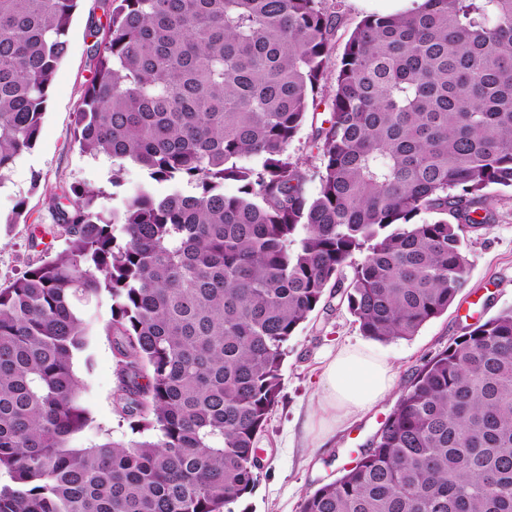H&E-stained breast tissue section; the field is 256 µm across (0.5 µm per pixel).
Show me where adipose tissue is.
I'll use <instances>...</instances> for the list:
<instances>
[{"label":"adipose tissue","mask_w":512,"mask_h":512,"mask_svg":"<svg viewBox=\"0 0 512 512\" xmlns=\"http://www.w3.org/2000/svg\"><path fill=\"white\" fill-rule=\"evenodd\" d=\"M396 385L389 360L357 346H339L324 357L322 390L315 416L307 420L305 429L317 439L329 438L333 424L367 413Z\"/></svg>","instance_id":"adipose-tissue-1"}]
</instances>
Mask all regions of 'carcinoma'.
Instances as JSON below:
<instances>
[{"instance_id":"carcinoma-1","label":"carcinoma","mask_w":512,"mask_h":512,"mask_svg":"<svg viewBox=\"0 0 512 512\" xmlns=\"http://www.w3.org/2000/svg\"><path fill=\"white\" fill-rule=\"evenodd\" d=\"M77 2L0 0V188L39 138ZM105 10L76 141L112 162L113 187L129 162L147 181L54 198L64 248L0 287V512H234L258 480L288 341L327 289L390 341L465 287L464 233L494 222L487 189H512V0L363 17L313 174L289 147L335 49L322 0ZM104 295L112 402L139 441H83L73 360L93 327L79 305ZM301 512H512V308L427 360Z\"/></svg>"}]
</instances>
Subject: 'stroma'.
<instances>
[{"label":"stroma","mask_w":512,"mask_h":512,"mask_svg":"<svg viewBox=\"0 0 512 512\" xmlns=\"http://www.w3.org/2000/svg\"><path fill=\"white\" fill-rule=\"evenodd\" d=\"M326 10L339 12L338 48L365 15L391 14L417 7L418 0H323ZM103 0H79L68 30V51L59 63L49 94L41 134L34 148L14 165L0 188V286L19 277L44 253L64 246L48 229L53 222L52 197L75 184L110 190L112 165L81 153L75 141V116L91 78L88 52L93 43L91 21H103ZM333 78L321 90L308 118L294 138L290 151L309 171L320 165L312 141L313 130L329 115ZM25 201L21 217H14L17 201ZM495 221L465 235V288L447 312L421 327L409 339L380 342L364 336L346 308L328 307L313 312L288 342L282 367L279 402L261 437L258 483L249 499L253 512H300L306 494L339 477L365 448L399 399L415 372L437 352L462 336L469 325L512 307V190L492 192L489 198ZM42 239L30 247L32 231ZM349 343L388 358L395 366L399 389L371 411L345 424L326 445L302 425L321 392V355ZM74 369L85 385L83 402L96 424L112 430L114 437H134L112 405L115 364L112 344L104 333L91 336L88 349L74 360Z\"/></svg>","instance_id":"35a3bbf8"}]
</instances>
